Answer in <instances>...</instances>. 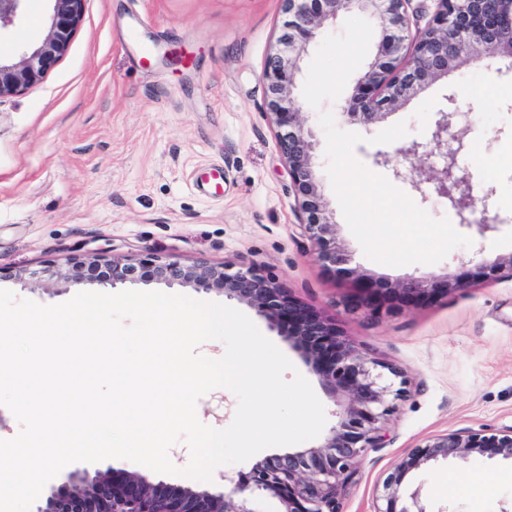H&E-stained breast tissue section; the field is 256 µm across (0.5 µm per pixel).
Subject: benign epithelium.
<instances>
[{"label": "benign epithelium", "mask_w": 512, "mask_h": 512, "mask_svg": "<svg viewBox=\"0 0 512 512\" xmlns=\"http://www.w3.org/2000/svg\"><path fill=\"white\" fill-rule=\"evenodd\" d=\"M27 0H0V30L13 25ZM49 32L37 45L11 64L0 63V99L40 83L48 70L67 52L80 25L84 0H50ZM289 19L281 48L270 55L265 80L270 115L278 131L277 144L288 161L297 202L300 226L316 251L318 261L331 272L350 261L336 241V225L321 202L311 166L313 131L298 121L300 106L293 97V73L297 61L317 38L324 21L350 10L375 13L388 27L383 31L378 55L358 79L345 101L343 114L371 124L383 109L417 95L429 80L448 74L474 46L488 56L512 59V0H437V10L420 36L406 41V5L409 0H284ZM467 120L459 110L436 112L427 142H412L396 154L406 159L433 157L432 192L448 203L459 224L484 235L504 222L489 209L494 188L473 195L471 174L460 166L466 145L453 131V123ZM377 164L392 165L393 176L410 182L426 196L423 181L408 178V172L391 164L386 151L374 154ZM508 273L512 278V256L506 262L478 266L475 275L495 279ZM16 278L34 283L163 284L215 290L229 299L253 307L269 324L288 327V338L301 349L321 378L325 390L346 399L338 421L325 443L266 458L252 468L245 480L224 478L213 490L195 491L152 483L136 474L69 465L43 488L31 512H259L256 503L270 496L280 504L279 512H343L342 493L356 472V464L368 449L388 442L386 422L401 399L405 380L400 372L379 360L368 358L350 343L336 324L293 300L277 282L252 264L241 261L222 267L198 262L183 266L153 254L139 260H104L92 255L73 259L66 269L45 266L24 269ZM464 287L457 276L410 278L397 292L403 297L422 293L449 292ZM359 295L346 299L351 311L377 308V289L367 284L355 288ZM474 453L512 462V430L506 433L446 432L434 435L400 459L383 483L374 512H428L419 492L410 495L411 506L398 507L406 473L423 465L448 459L466 460Z\"/></svg>", "instance_id": "7a95c632"}]
</instances>
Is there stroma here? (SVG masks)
<instances>
[{
	"label": "stroma",
	"instance_id": "stroma-1",
	"mask_svg": "<svg viewBox=\"0 0 512 512\" xmlns=\"http://www.w3.org/2000/svg\"><path fill=\"white\" fill-rule=\"evenodd\" d=\"M48 0H30L0 32V60L48 32ZM282 0H85L65 56L45 78L0 100V288L17 299L55 305L76 285H28L18 270L63 265L89 252L136 259L152 252L190 265L252 263L310 310L335 321L367 357L396 367L407 395L389 416L391 441L367 451L344 491L343 512H373L376 489L410 448L449 431L512 428V279L467 277L465 288L427 298L393 289L412 277L465 274L466 262L512 256V221L487 232L482 251L459 246L435 264L391 267L369 260L352 235L327 174L323 111L337 113L377 52L384 22L355 12L324 22L294 72L300 119L314 131L312 166L352 263L325 271L295 215L288 165L267 116L264 65L278 47ZM481 48L448 75L375 123L339 117L363 136L355 157L372 172L375 136L407 124V141L428 137L436 112L455 93L467 122L457 131L473 192L496 188L494 210L512 218V71ZM387 288L379 317L346 310L352 281ZM253 319L311 384L328 425L337 405L284 330ZM233 393L197 402L199 420L228 427ZM480 484L450 493L457 461L408 472L401 489H421L430 512H512V464L471 456Z\"/></svg>",
	"mask_w": 512,
	"mask_h": 512
}]
</instances>
